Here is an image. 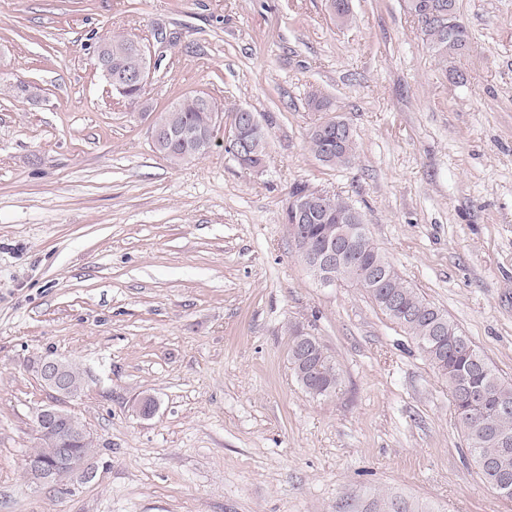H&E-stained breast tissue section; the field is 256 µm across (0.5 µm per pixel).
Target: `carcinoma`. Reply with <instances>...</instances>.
I'll return each mask as SVG.
<instances>
[{"mask_svg": "<svg viewBox=\"0 0 512 512\" xmlns=\"http://www.w3.org/2000/svg\"><path fill=\"white\" fill-rule=\"evenodd\" d=\"M428 48L440 63L463 54L470 46L467 28L463 25L448 30V20L438 26L421 28ZM100 47L106 50L112 70H127L139 64L133 39L114 35ZM27 101L41 98L42 89L30 82L0 86V93ZM307 105L319 112L331 111V102L320 90H313ZM224 112L213 97L203 104L197 92L184 93L160 112L159 119L170 133L184 130L192 137L184 140L163 138L153 143L154 150L174 166L190 163L208 154L200 143L209 139L217 145L220 126L213 117ZM309 151L314 158L331 168L346 167L355 159L357 142L354 132L341 141L336 138L310 134ZM333 217L328 221L304 224L300 231L288 232L295 255L312 276L308 252L336 236L339 224L334 214H349L350 223L366 227L362 215L343 197H327ZM336 279L364 289L376 306L394 323L412 336L418 348L448 385L458 426L463 432L467 448L482 476L493 483L508 475L512 479V383L500 376L476 349L456 324L417 289L410 286L389 263L374 243L369 232H364L356 255L345 256L336 264ZM288 356L296 377L303 388L313 396H327L336 388L339 368L317 337L302 333L290 337ZM72 448L80 455L93 459L97 450L93 442H65L47 435L39 439L34 455L47 466L62 459L61 449ZM342 512H423L415 504L393 493H378L370 497L349 496L342 504Z\"/></svg>", "mask_w": 512, "mask_h": 512, "instance_id": "1", "label": "carcinoma"}]
</instances>
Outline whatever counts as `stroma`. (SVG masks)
Wrapping results in <instances>:
<instances>
[{
  "instance_id": "35a3bbf8",
  "label": "stroma",
  "mask_w": 512,
  "mask_h": 512,
  "mask_svg": "<svg viewBox=\"0 0 512 512\" xmlns=\"http://www.w3.org/2000/svg\"><path fill=\"white\" fill-rule=\"evenodd\" d=\"M351 5L339 25L326 0H0V83L43 90L0 94V512H338L373 492L512 512L415 341L363 289L322 286L283 223L294 185L348 199L512 381V0H459L471 44L445 65L404 0ZM115 34L149 41L155 108L201 90L256 113L264 170L155 152L95 65ZM313 89L356 133L347 167L307 149ZM296 327L340 367L329 396L296 379ZM46 357L89 376L65 407L94 435L91 481L27 477Z\"/></svg>"
}]
</instances>
